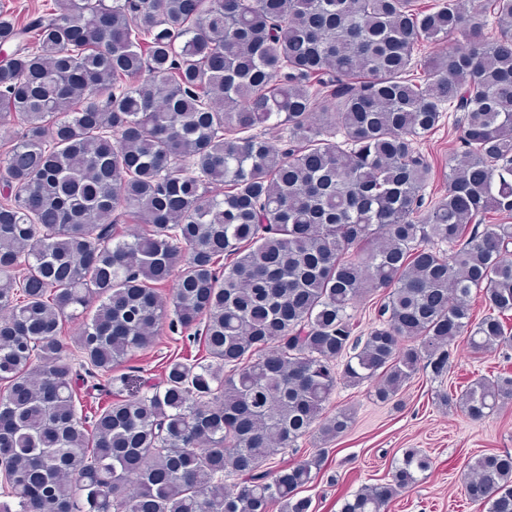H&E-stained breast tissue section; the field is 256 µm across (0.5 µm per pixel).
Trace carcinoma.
<instances>
[{
	"mask_svg": "<svg viewBox=\"0 0 512 512\" xmlns=\"http://www.w3.org/2000/svg\"><path fill=\"white\" fill-rule=\"evenodd\" d=\"M415 4L56 0L22 27L0 12V125L22 129L0 178V512H312L320 458L266 463L352 426L325 415L338 385L394 402L420 368L448 373L459 337L505 342L512 0ZM446 107L462 151L425 209L416 143ZM282 115L286 147L268 136ZM167 323L209 361L174 358L83 414L81 387L112 385ZM511 400L506 374L442 396L473 421ZM429 467L405 451L341 512H386ZM467 468L468 501L512 512L511 453ZM380 297L376 295H366L356 303L351 313L355 317L357 329L355 335L365 336L375 322V309L379 306ZM378 305V306H377Z\"/></svg>",
	"mask_w": 512,
	"mask_h": 512,
	"instance_id": "cac0c4a2",
	"label": "carcinoma"
}]
</instances>
